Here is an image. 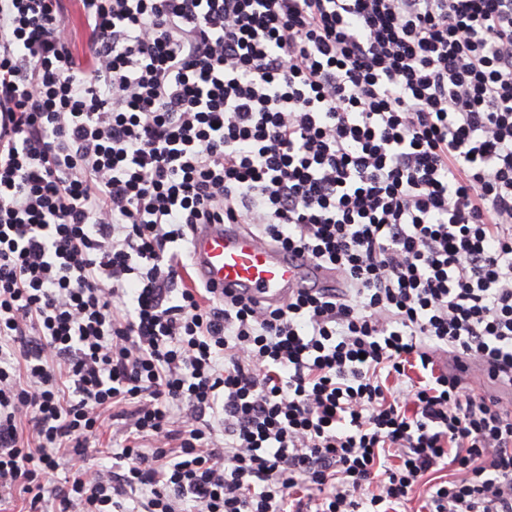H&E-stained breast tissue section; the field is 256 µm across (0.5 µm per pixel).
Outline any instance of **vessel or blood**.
Instances as JSON below:
<instances>
[{
	"mask_svg": "<svg viewBox=\"0 0 512 512\" xmlns=\"http://www.w3.org/2000/svg\"><path fill=\"white\" fill-rule=\"evenodd\" d=\"M194 280L254 298L266 305L287 300L303 278L335 284L333 270L302 262L262 244L242 224H205L191 245Z\"/></svg>",
	"mask_w": 512,
	"mask_h": 512,
	"instance_id": "vessel-or-blood-1",
	"label": "vessel or blood"
}]
</instances>
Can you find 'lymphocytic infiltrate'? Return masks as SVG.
Instances as JSON below:
<instances>
[{
  "label": "lymphocytic infiltrate",
  "instance_id": "1",
  "mask_svg": "<svg viewBox=\"0 0 512 512\" xmlns=\"http://www.w3.org/2000/svg\"><path fill=\"white\" fill-rule=\"evenodd\" d=\"M75 2L79 54L0 0V493L512 512V408L432 368L512 382V0ZM199 224L339 284L182 286ZM117 439V441H116ZM123 438L118 436H114V440L112 439V435L107 434L101 438V442L97 444L96 448H100L98 453H94L87 462L88 466H93L94 468L99 469H109L112 467V448H117L116 446L122 442ZM114 446V447H112Z\"/></svg>",
  "mask_w": 512,
  "mask_h": 512
}]
</instances>
